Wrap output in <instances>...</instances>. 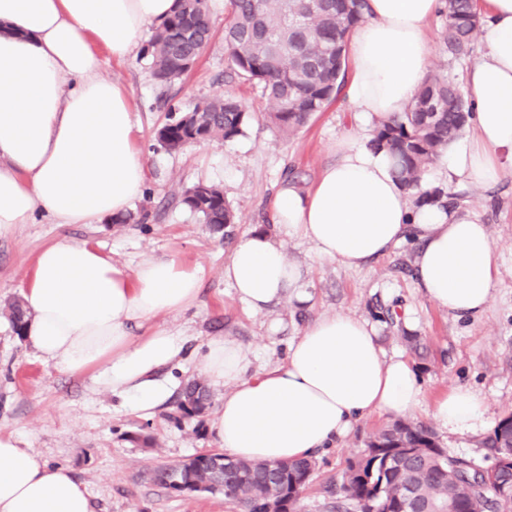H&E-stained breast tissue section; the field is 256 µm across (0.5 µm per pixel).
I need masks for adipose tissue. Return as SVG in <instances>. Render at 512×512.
Returning a JSON list of instances; mask_svg holds the SVG:
<instances>
[{
  "label": "adipose tissue",
  "instance_id": "obj_1",
  "mask_svg": "<svg viewBox=\"0 0 512 512\" xmlns=\"http://www.w3.org/2000/svg\"><path fill=\"white\" fill-rule=\"evenodd\" d=\"M441 0H368L365 21L347 37L348 99L364 131L406 111L425 80V29ZM177 0H0V235L43 212L60 224L124 216L143 196L146 162L133 144L130 93L101 74L102 55L128 58L143 28L161 24ZM484 52L467 70L470 133L433 163L432 179L479 188L512 177V0H486ZM278 235L299 236L322 261L361 267L404 239L420 243L418 286L453 316H481L498 274L486 224L442 203L416 206L384 153L349 135L337 160L307 190L283 184ZM278 235L240 236L224 277L260 312L286 295L305 300L301 273ZM198 269L152 259L136 268L99 248L57 240L35 259L24 289L25 337L45 362L90 373L100 391L138 412L171 400L166 372L189 339L135 325L180 314L198 300ZM254 355L232 339L209 338L200 369L223 388L211 421L215 443L235 459L276 463L336 446L367 414L413 415L422 401L415 368L386 356L366 319L318 318L292 343L283 364L254 370ZM483 398L453 386L432 409L445 430L484 428ZM0 512H91L71 471L0 436Z\"/></svg>",
  "mask_w": 512,
  "mask_h": 512
}]
</instances>
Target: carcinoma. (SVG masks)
Instances as JSON below:
<instances>
[{
	"label": "carcinoma",
	"mask_w": 512,
	"mask_h": 512,
	"mask_svg": "<svg viewBox=\"0 0 512 512\" xmlns=\"http://www.w3.org/2000/svg\"><path fill=\"white\" fill-rule=\"evenodd\" d=\"M366 0H230L224 42L234 72L257 83L271 106L270 123L289 135L304 128L340 92L346 65L345 37L364 20ZM447 24L443 41L460 59L473 50L480 19L472 0H444ZM212 36L206 0H178V8L155 27L143 49L156 81L181 80L201 46ZM469 105L457 84L433 72L407 112L375 123L370 146L386 153L400 183L420 186L426 169L461 136ZM251 115L233 97L216 96L169 117L157 131L167 151L191 144L201 133L207 140L232 141L244 135ZM181 202L213 231L236 223V214L219 187L198 183L181 194ZM18 337L25 312L15 301L3 311ZM208 394L195 380L183 387L169 419L177 424L201 416ZM484 445L497 463L495 478L477 480L475 464L453 458L425 426L406 420L370 434L364 451L346 463L340 483L325 493L336 498V512H512V430L498 425ZM201 453L191 463L160 464L152 481L174 495L180 485L206 481L212 490L242 512H296L303 490L316 470L315 459L275 464L232 460Z\"/></svg>",
	"instance_id": "cac0c4a2"
}]
</instances>
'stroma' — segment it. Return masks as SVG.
<instances>
[{
    "instance_id": "obj_1",
    "label": "stroma",
    "mask_w": 512,
    "mask_h": 512,
    "mask_svg": "<svg viewBox=\"0 0 512 512\" xmlns=\"http://www.w3.org/2000/svg\"><path fill=\"white\" fill-rule=\"evenodd\" d=\"M209 11L214 35L180 82L158 84L138 52L122 61L103 59V76L132 95L134 139L148 159L146 191L134 203L129 223L57 224L38 212L32 223L0 236V435L13 436L19 447L41 455L49 465L69 468L86 489L92 512H238L222 493L174 496L151 480L155 466L214 447L209 417L178 425L168 420L166 405L149 415L131 411L110 394L94 389L89 374L73 375L42 362L14 334L4 308L21 299L38 252L65 237L94 245L131 268L151 258L172 256L200 268L196 307L180 315L157 316L133 330L134 335L144 336L167 326L191 335V354L172 370L182 383L200 379L198 350L208 337L234 339L252 350L256 367L264 369L280 364L290 344L318 317L342 313L373 319L386 355L406 357L420 374L423 400L415 422L431 428L449 455L483 463L488 430L512 414V179L493 190L459 182L440 187L491 231L499 274L481 317H454L423 294L414 265L419 243L412 239L359 268L319 261L304 239H285L288 259L300 269L308 298L302 303L288 298L268 311H251L224 278L228 236L238 237L256 227L273 228L272 203L280 185L288 181L303 189L313 187L324 167L335 161L336 145L351 130L354 116L341 95L299 133L282 135L266 118L269 107L259 86L229 67L224 44L227 9L211 0ZM445 25V17L438 15L427 26L434 48L428 69L459 84L473 59L482 55L483 45L475 43L470 57L449 58L442 41ZM214 96L234 97L251 113L243 136L205 141L178 152L157 143L168 106L188 110ZM200 182L222 188L231 203L238 222L229 234L212 232L181 204L182 190ZM406 333L422 336L423 356L410 352L402 339ZM452 385L468 387L485 398V429L459 434L437 427L430 411ZM391 421V416L370 414L340 446L320 451L299 512H326L325 482L340 477L347 460L363 450L367 437ZM146 426L156 439L155 447L131 439Z\"/></svg>"
}]
</instances>
